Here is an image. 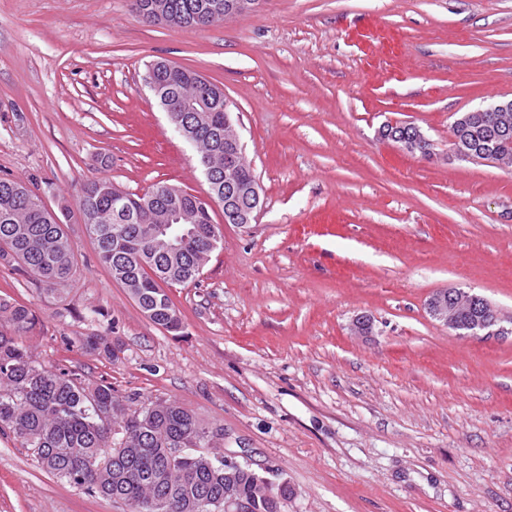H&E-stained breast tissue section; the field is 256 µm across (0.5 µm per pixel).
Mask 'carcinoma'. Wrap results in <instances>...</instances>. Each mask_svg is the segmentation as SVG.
Wrapping results in <instances>:
<instances>
[{"label":"carcinoma","instance_id":"obj_1","mask_svg":"<svg viewBox=\"0 0 512 512\" xmlns=\"http://www.w3.org/2000/svg\"><path fill=\"white\" fill-rule=\"evenodd\" d=\"M217 0H132L133 11L149 22L180 27L215 24ZM157 99L173 127L220 162L224 155V91L198 73L159 62L153 68ZM495 128L508 134L495 153L481 158L512 167V109L460 112L450 132L470 146ZM391 141L410 153L432 154V143L416 126L393 128ZM229 179L245 188L254 174L245 158ZM112 180L99 178L81 187L77 197L85 230L100 263L120 280L142 312L161 329L178 334L183 323L163 284L197 280L216 250L211 214L197 209L196 196L165 187L163 193L122 192L112 197ZM179 210L188 230L182 249L169 255L155 243L153 231L164 214ZM69 206L48 208L26 184L0 178V264L34 277L55 290L74 276L75 244L64 229ZM0 431L32 450L42 469L141 512L145 501H162L163 512H211L210 502L224 501V429L213 428L175 401L133 408L114 394L110 383H87L77 375L38 363L20 337L33 333L38 318L31 308L0 298ZM85 350L115 362L121 346L107 336H86ZM182 443L191 452L170 462L166 449ZM207 449L201 458L194 449ZM257 472L238 477L239 494L254 512H283L284 504L262 495Z\"/></svg>","mask_w":512,"mask_h":512}]
</instances>
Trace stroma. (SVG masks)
<instances>
[{
  "instance_id": "35a3bbf8",
  "label": "stroma",
  "mask_w": 512,
  "mask_h": 512,
  "mask_svg": "<svg viewBox=\"0 0 512 512\" xmlns=\"http://www.w3.org/2000/svg\"><path fill=\"white\" fill-rule=\"evenodd\" d=\"M162 60L223 88L261 208L246 227L215 210L221 243L171 293L177 335L112 280L73 208L65 292L0 264V296L41 321L37 361L223 428L225 452L287 479L284 512H512V335L426 309L461 288L512 317V168L449 152L456 113L512 98V0H259L206 28L131 0H0V177L51 208L103 177L206 194L144 83ZM405 121L432 156L380 139ZM96 334L118 361L80 348ZM0 512L129 508L0 433Z\"/></svg>"
}]
</instances>
